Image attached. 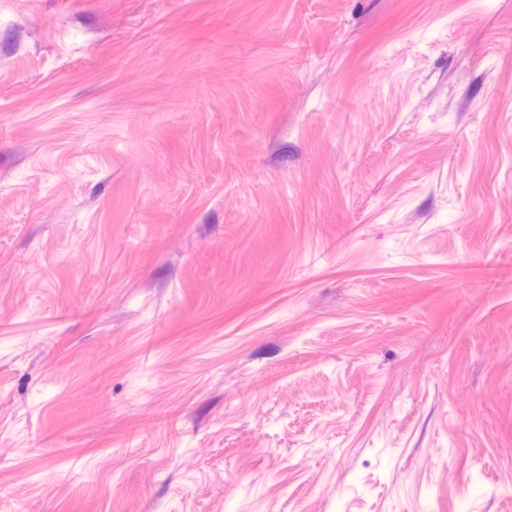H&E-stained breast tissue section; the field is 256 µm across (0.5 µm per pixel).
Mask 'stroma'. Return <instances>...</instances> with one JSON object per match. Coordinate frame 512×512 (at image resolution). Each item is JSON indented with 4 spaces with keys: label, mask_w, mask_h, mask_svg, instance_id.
Segmentation results:
<instances>
[{
    "label": "stroma",
    "mask_w": 512,
    "mask_h": 512,
    "mask_svg": "<svg viewBox=\"0 0 512 512\" xmlns=\"http://www.w3.org/2000/svg\"><path fill=\"white\" fill-rule=\"evenodd\" d=\"M512 0H0V512H512Z\"/></svg>",
    "instance_id": "35a3bbf8"
}]
</instances>
